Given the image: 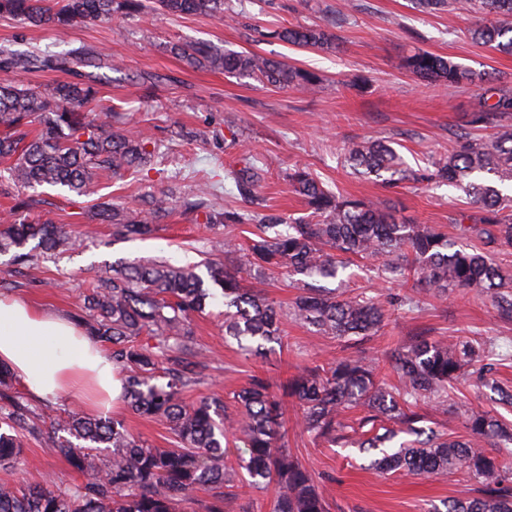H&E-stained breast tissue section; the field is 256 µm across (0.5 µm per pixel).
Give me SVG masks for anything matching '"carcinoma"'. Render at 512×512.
<instances>
[{"instance_id": "obj_1", "label": "carcinoma", "mask_w": 512, "mask_h": 512, "mask_svg": "<svg viewBox=\"0 0 512 512\" xmlns=\"http://www.w3.org/2000/svg\"><path fill=\"white\" fill-rule=\"evenodd\" d=\"M157 2L171 15H224V0ZM416 5L430 13L486 15L470 30L471 38L512 54V0H416ZM142 8V0H0V16L35 27L109 23L116 14L138 16ZM266 36L303 48L336 47L335 36L322 27H283ZM167 49L190 68L221 70L275 88L309 89L317 83L307 71L256 53L187 43ZM84 67L93 71L78 72ZM405 67L420 79L450 87L483 81L462 64L424 51L407 56ZM20 70L71 72L75 79L36 90L9 80V74ZM116 70L110 53L85 45L62 55L0 49V161L20 188L10 217L0 224V254L13 252L16 264L78 246L67 225L35 212L40 201L25 190L46 185L70 196H87L101 173L120 177L139 172L156 157L149 141L112 128L114 108L101 110L100 86ZM493 96L495 101L484 103L474 122L494 126L495 135L485 139L460 133L433 162L431 178L462 188L482 211L474 223L459 225L458 239L429 224H400L386 208L344 197L304 167L292 169L288 178L309 214L284 226L255 213L209 208L216 190L209 182L184 207L203 213L207 224L256 225L255 237L245 244L224 234V253L240 254L256 280L275 269L291 277L339 279L353 259L369 258L379 262L377 273L387 283L412 279L438 292L474 290L490 296L501 315L511 317L512 270L497 262V254L512 247V197L483 177L512 181V91L497 89ZM344 162L391 187L417 178L403 167L396 149L380 141L352 144ZM225 178L233 180L239 196L249 198L260 172L247 157L243 168L227 169ZM169 214L165 197L153 201L149 220L105 202L94 212L120 239L150 235L153 225ZM219 295L224 298V336L249 353L281 342L282 326L289 320L322 335L360 341L375 335L385 318L375 298L345 297L325 288L303 289L284 310L262 290L243 285L240 271L211 258L201 265L116 263L112 275L87 289L74 321L110 349L116 367L128 372L123 394L128 408L165 420L173 440L166 448H155L131 435L119 420L74 411L51 418L44 430L35 420L45 417V411L23 401L15 391L16 377L0 366V401L6 411L0 414V468L20 469L24 438L32 436L89 472L86 481L66 488L47 477L28 478L21 485L0 483V512H224V489L240 481L254 489L275 484L272 512H329L310 471L288 448L281 432V400L266 380L254 376L233 394L239 412L234 420L224 415L218 400L186 403L185 393L202 381L206 367L193 342V318ZM487 357L486 349L467 339L417 336L387 356L400 380L397 388L378 378L371 359L350 355L304 367L283 392L296 400L303 431L331 446L349 443L351 425L343 416L363 407L359 448L377 452L373 465L382 471L442 477L461 472L479 484L480 496L455 501L446 512H512L506 467L482 447L488 438L501 448L511 446L512 430L490 412L476 409L466 413L467 436L461 439L420 426L421 403L434 400L446 406L454 388L474 376L489 379ZM400 432L412 440L389 446ZM231 443L241 445L237 470L225 461ZM200 489L208 490V499L194 496Z\"/></svg>"}]
</instances>
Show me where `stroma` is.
I'll return each mask as SVG.
<instances>
[{"mask_svg": "<svg viewBox=\"0 0 512 512\" xmlns=\"http://www.w3.org/2000/svg\"><path fill=\"white\" fill-rule=\"evenodd\" d=\"M236 14L233 22L207 15L169 16L148 13L111 23L55 28L30 27L0 17V48L58 54L73 47H107L123 63L122 72L101 88L103 105L119 109L112 124L130 127L158 144L162 155L152 170L100 178L94 194L68 202L59 189L44 187L40 194L45 217L71 225L80 239L78 250L58 259L15 267L11 254H0V279L9 281L8 293L23 295L36 304L75 316L82 293L103 276L108 266L134 258L166 259L183 265L201 261L224 228L206 223L202 213L176 208L149 237L118 240L112 227L91 216L103 199L148 212L152 198L172 194L174 200L193 198L198 185L218 183L210 203L241 209L225 169L240 165L244 154L257 157L263 168L257 187L256 211L281 219L304 215L306 204L288 179L294 166L343 195L363 198L391 209L407 224H432L452 231L461 216L474 217L479 209L464 191L435 182H407L390 189L372 177L354 174L344 162V151L366 139L397 145L408 167L426 171L433 157L445 153L453 134L476 130L487 137L492 127L473 128L471 121L482 105L478 87H451L427 83L410 74L406 57L428 51L451 58L478 72L490 73L496 84L512 87V55L472 42L468 32L475 15L445 12L425 14L412 0H224ZM284 25L327 28L335 34L333 52L289 46L268 38L270 29ZM204 42L233 51H250L283 59L319 77L310 91L266 87L253 79H237L218 71L192 69L168 52L171 43ZM358 277L327 288L348 295L377 297L386 312L382 329L362 342L317 334L314 328L286 323L281 343L269 344L263 354L241 351L224 338V305L213 302L196 317L194 341L208 358L201 384L186 393L187 401L220 395L245 386L261 375L280 391L289 377L306 366L365 350L385 358L392 349L424 335L436 338L465 336L494 339L502 359L495 370L498 388L478 382L462 386L455 405L422 407L425 427L448 436L462 433L461 417L471 408L512 421V409L498 392H512V321L500 317L493 301L461 288L438 296L420 285L382 283L374 260ZM299 410L292 399L283 401L288 446L315 475L330 512H430L443 502L476 497L478 486L463 474L447 477L383 473L372 467L373 453L357 445L328 447L303 432ZM21 471L0 470V481L19 482L22 475L51 474L61 486L84 481V474L54 449L26 439Z\"/></svg>", "mask_w": 512, "mask_h": 512, "instance_id": "35a3bbf8", "label": "stroma"}]
</instances>
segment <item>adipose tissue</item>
<instances>
[{
	"label": "adipose tissue",
	"mask_w": 512,
	"mask_h": 512,
	"mask_svg": "<svg viewBox=\"0 0 512 512\" xmlns=\"http://www.w3.org/2000/svg\"><path fill=\"white\" fill-rule=\"evenodd\" d=\"M0 365L31 395L111 413L123 391L112 360L69 318L0 294Z\"/></svg>",
	"instance_id": "obj_1"
}]
</instances>
